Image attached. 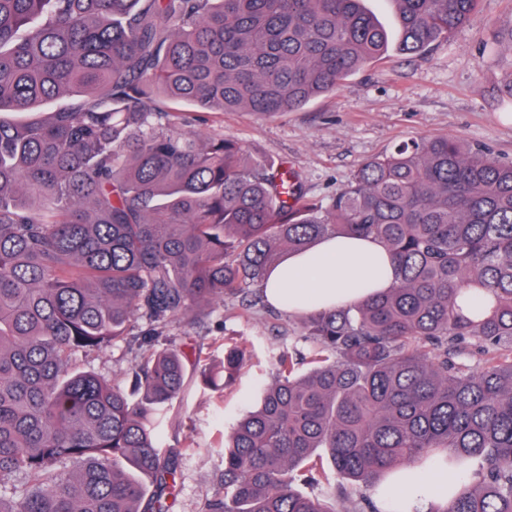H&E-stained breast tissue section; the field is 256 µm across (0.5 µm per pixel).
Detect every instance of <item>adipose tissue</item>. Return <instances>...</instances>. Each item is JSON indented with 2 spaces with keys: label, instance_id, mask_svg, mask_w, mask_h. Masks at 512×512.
I'll use <instances>...</instances> for the list:
<instances>
[{
  "label": "adipose tissue",
  "instance_id": "ef3b65f1",
  "mask_svg": "<svg viewBox=\"0 0 512 512\" xmlns=\"http://www.w3.org/2000/svg\"><path fill=\"white\" fill-rule=\"evenodd\" d=\"M395 281L394 258L373 238L328 237L310 249L284 257L264 285L272 304L289 297V313L302 315L313 309L347 307L376 292L391 288ZM462 483L455 474L437 470L416 474L396 484L399 496L420 495L443 499Z\"/></svg>",
  "mask_w": 512,
  "mask_h": 512
}]
</instances>
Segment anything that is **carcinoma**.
<instances>
[{"instance_id":"1","label":"carcinoma","mask_w":512,"mask_h":512,"mask_svg":"<svg viewBox=\"0 0 512 512\" xmlns=\"http://www.w3.org/2000/svg\"><path fill=\"white\" fill-rule=\"evenodd\" d=\"M0 0V512H172L161 444L194 376L169 328L245 305L283 257L372 237L395 284L303 315L261 402L224 434L203 512H384L393 474L462 489L398 512H512V161L452 137L373 157L327 202L186 113L291 112L388 52L421 55L480 0ZM122 381L83 361L130 338ZM307 370L299 371L300 364ZM224 347L200 384L245 366Z\"/></svg>"}]
</instances>
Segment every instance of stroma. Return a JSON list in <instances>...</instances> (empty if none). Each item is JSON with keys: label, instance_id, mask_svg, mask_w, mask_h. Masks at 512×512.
I'll return each mask as SVG.
<instances>
[{"label": "stroma", "instance_id": "35a3bbf8", "mask_svg": "<svg viewBox=\"0 0 512 512\" xmlns=\"http://www.w3.org/2000/svg\"><path fill=\"white\" fill-rule=\"evenodd\" d=\"M190 128L285 163L312 201L335 196L362 162L411 139L448 136L512 158V0H481L464 28L425 54L388 52L296 111L208 112ZM300 321L263 301L247 310L216 303L192 329L191 360L222 358L230 343L247 362L224 392L190 388L162 433L165 447L181 451L173 512H201L224 468L222 435L260 399L276 355L302 348Z\"/></svg>", "mask_w": 512, "mask_h": 512}]
</instances>
